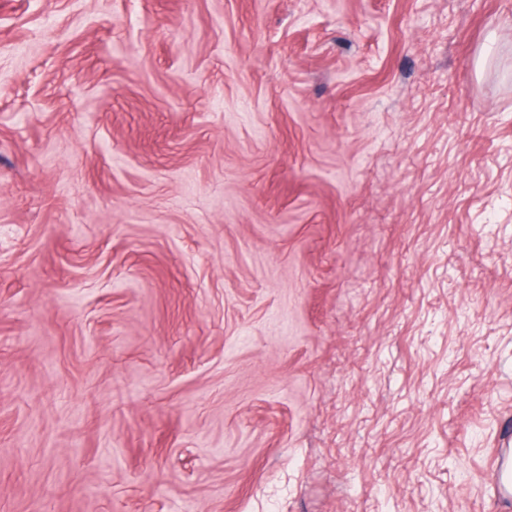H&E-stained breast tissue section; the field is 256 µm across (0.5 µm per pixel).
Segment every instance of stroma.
I'll return each mask as SVG.
<instances>
[{
	"label": "stroma",
	"mask_w": 512,
	"mask_h": 512,
	"mask_svg": "<svg viewBox=\"0 0 512 512\" xmlns=\"http://www.w3.org/2000/svg\"><path fill=\"white\" fill-rule=\"evenodd\" d=\"M512 0H0V512H512Z\"/></svg>",
	"instance_id": "1"
}]
</instances>
